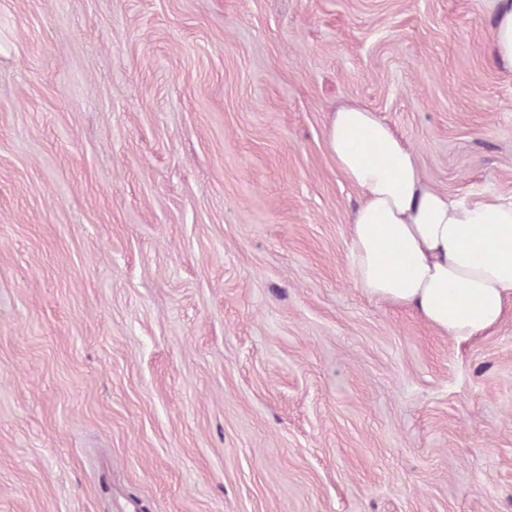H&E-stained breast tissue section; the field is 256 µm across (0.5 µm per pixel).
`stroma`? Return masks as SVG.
<instances>
[{
  "label": "stroma",
  "instance_id": "obj_1",
  "mask_svg": "<svg viewBox=\"0 0 512 512\" xmlns=\"http://www.w3.org/2000/svg\"><path fill=\"white\" fill-rule=\"evenodd\" d=\"M491 0H0V512H512V310L369 300L362 102L512 197Z\"/></svg>",
  "mask_w": 512,
  "mask_h": 512
}]
</instances>
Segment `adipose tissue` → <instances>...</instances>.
<instances>
[{"mask_svg": "<svg viewBox=\"0 0 512 512\" xmlns=\"http://www.w3.org/2000/svg\"><path fill=\"white\" fill-rule=\"evenodd\" d=\"M493 2L489 56L512 71V0ZM325 145L358 191L348 233L356 287L459 343L497 328L512 307V200L427 184L403 138L357 101L332 108Z\"/></svg>", "mask_w": 512, "mask_h": 512, "instance_id": "ef3b65f1", "label": "adipose tissue"}]
</instances>
